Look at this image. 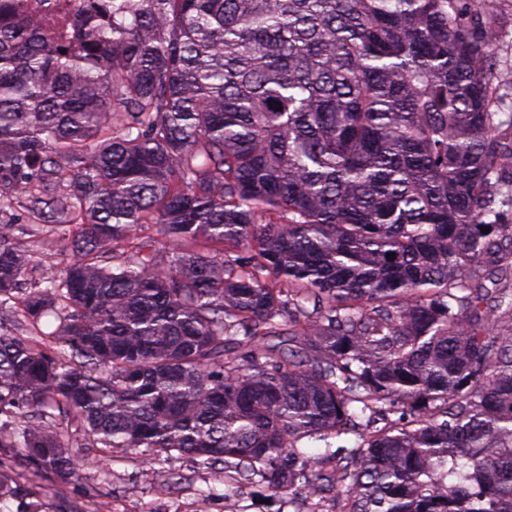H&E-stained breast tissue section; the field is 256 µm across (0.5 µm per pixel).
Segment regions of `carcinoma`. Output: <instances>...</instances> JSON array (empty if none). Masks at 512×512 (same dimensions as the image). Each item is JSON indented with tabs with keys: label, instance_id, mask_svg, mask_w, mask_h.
Wrapping results in <instances>:
<instances>
[{
	"label": "carcinoma",
	"instance_id": "cac0c4a2",
	"mask_svg": "<svg viewBox=\"0 0 512 512\" xmlns=\"http://www.w3.org/2000/svg\"><path fill=\"white\" fill-rule=\"evenodd\" d=\"M469 2L83 0L57 36L0 0V312L36 329L0 322V446L512 512V114ZM20 235L71 261L26 281Z\"/></svg>",
	"mask_w": 512,
	"mask_h": 512
}]
</instances>
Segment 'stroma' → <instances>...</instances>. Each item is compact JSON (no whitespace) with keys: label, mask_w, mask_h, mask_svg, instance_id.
I'll use <instances>...</instances> for the list:
<instances>
[{"label":"stroma","mask_w":512,"mask_h":512,"mask_svg":"<svg viewBox=\"0 0 512 512\" xmlns=\"http://www.w3.org/2000/svg\"><path fill=\"white\" fill-rule=\"evenodd\" d=\"M492 25L497 37L492 52L499 63L497 109L512 113V0H502ZM72 452L87 474L64 481L27 459L22 449L0 447V474L13 498L0 512H23L41 503L43 512H339L335 498L320 507L302 495L270 494L258 480L230 479L223 466L205 468L190 459L173 463L174 477L160 488L157 467L143 449L116 448L108 456L81 436L70 438Z\"/></svg>","instance_id":"1"}]
</instances>
